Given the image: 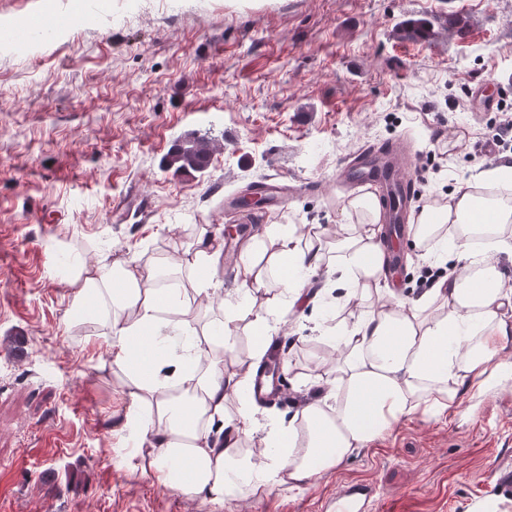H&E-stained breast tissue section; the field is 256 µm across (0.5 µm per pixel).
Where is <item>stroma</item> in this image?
<instances>
[{
	"label": "stroma",
	"mask_w": 512,
	"mask_h": 512,
	"mask_svg": "<svg viewBox=\"0 0 512 512\" xmlns=\"http://www.w3.org/2000/svg\"><path fill=\"white\" fill-rule=\"evenodd\" d=\"M421 17L434 37L402 38ZM0 20L18 25L0 45V512H332L352 484L371 490L368 512H512L494 492L512 465V365L457 415L409 416L305 490L218 502L158 484L69 286L117 258L192 257L229 224L235 250L291 224L336 239L351 194L336 170L364 146L411 144L415 209L496 166L484 143L500 114L467 90L512 99V0H0ZM187 134L216 148L195 176L164 167ZM257 182L288 185L287 201L226 205ZM394 251L415 300L436 262L405 234ZM325 300L335 325L280 307L286 393L260 424L287 417L322 344L368 308Z\"/></svg>",
	"instance_id": "obj_1"
}]
</instances>
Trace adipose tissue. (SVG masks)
Wrapping results in <instances>:
<instances>
[{
  "label": "adipose tissue",
  "mask_w": 512,
  "mask_h": 512,
  "mask_svg": "<svg viewBox=\"0 0 512 512\" xmlns=\"http://www.w3.org/2000/svg\"><path fill=\"white\" fill-rule=\"evenodd\" d=\"M511 186L512 165L501 164L412 216L416 248L434 251L440 261L449 245L458 253L448 277L409 303L384 286L389 257L371 191L349 199L353 221L342 225L336 248L292 226L241 245L236 293L244 301L274 283L289 306L307 304V277L321 266L339 273L350 295L379 301L378 309L341 328L336 362L327 363L315 391L270 438L260 435L250 404L241 403L233 416L225 408L250 385L276 330L266 309L246 322L225 307L223 320L203 325L189 351L170 358L156 344L178 332L168 314L183 313L186 299L158 287L156 272L133 258L77 272L71 308L90 311L102 329L108 369L122 381L134 408L132 427L148 443L142 469L215 501L250 487L301 491L404 418L456 413L466 391L482 389L500 371L512 342V278L495 258L512 254V197L504 193ZM479 237L488 249L475 248ZM242 327L252 346L243 368L226 369L224 347ZM247 441L253 449L245 454Z\"/></svg>",
  "instance_id": "1"
}]
</instances>
